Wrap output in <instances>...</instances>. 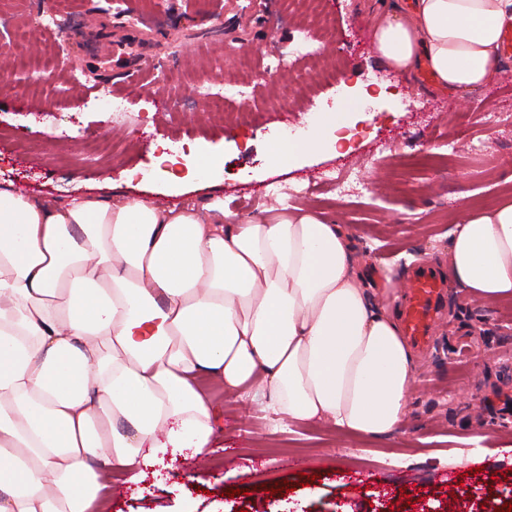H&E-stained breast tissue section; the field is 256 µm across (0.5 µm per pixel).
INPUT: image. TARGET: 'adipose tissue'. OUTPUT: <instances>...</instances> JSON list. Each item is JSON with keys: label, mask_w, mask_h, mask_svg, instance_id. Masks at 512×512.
Instances as JSON below:
<instances>
[{"label": "adipose tissue", "mask_w": 512, "mask_h": 512, "mask_svg": "<svg viewBox=\"0 0 512 512\" xmlns=\"http://www.w3.org/2000/svg\"><path fill=\"white\" fill-rule=\"evenodd\" d=\"M512 0H411L373 25L379 60L437 88L490 84ZM342 113L273 163L337 144ZM448 277L512 300V199L462 214ZM415 355L367 291L346 229L280 205L240 216L215 197L164 207L121 192L62 204L0 186V512H110L104 477L206 453L201 380L285 421L398 431Z\"/></svg>", "instance_id": "obj_1"}]
</instances>
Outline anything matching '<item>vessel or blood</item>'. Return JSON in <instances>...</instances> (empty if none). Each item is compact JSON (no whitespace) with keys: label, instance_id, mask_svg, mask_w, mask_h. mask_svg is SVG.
Listing matches in <instances>:
<instances>
[{"label":"vessel or blood","instance_id":"b4317fda","mask_svg":"<svg viewBox=\"0 0 512 512\" xmlns=\"http://www.w3.org/2000/svg\"><path fill=\"white\" fill-rule=\"evenodd\" d=\"M441 279L430 267L415 269L407 281L409 305L405 314L404 333L419 345L426 344L441 300Z\"/></svg>","mask_w":512,"mask_h":512}]
</instances>
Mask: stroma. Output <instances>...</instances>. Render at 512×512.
<instances>
[{"label":"stroma","mask_w":512,"mask_h":512,"mask_svg":"<svg viewBox=\"0 0 512 512\" xmlns=\"http://www.w3.org/2000/svg\"><path fill=\"white\" fill-rule=\"evenodd\" d=\"M401 0H323L334 20L326 33L306 0H112V21L125 34L170 33L181 47L144 49V59L105 81L86 61L107 44L88 0H5L0 33L57 15L45 40L69 69L40 72L37 57L10 66L0 82V184L61 203L79 188L125 186L130 169L148 172L125 186L153 203L202 204L214 196L241 216L285 202L310 207L347 227L375 299L397 308L417 263L447 264L449 234L461 206L489 207L512 195V58L490 85L458 96L435 89L425 69H386L368 44L376 14ZM323 43L318 60L283 69L278 59L298 30ZM248 98L212 112L195 100L194 81L221 82L240 55ZM236 68V67H235ZM342 75L330 84L326 71ZM124 100L120 118L102 108L100 88ZM175 103L156 112L153 98ZM355 99L349 151H313L295 167L270 165L266 148L282 130L299 129ZM466 113L458 124L457 113ZM500 117L488 125L487 113ZM106 138L111 152L85 156L83 138ZM482 140L485 151L469 152ZM454 143L459 157L445 169L412 165ZM223 150L214 184L181 194L162 171L184 174V154ZM357 171L363 194L336 198L329 172ZM218 427L207 456L150 468L142 483L113 473L112 512H472L501 506L512 489V302L474 298L448 284L427 344L417 351L408 411L385 438L340 432L329 424L274 427L259 406L211 384ZM309 486H302L303 476ZM288 490H278V483Z\"/></svg>","instance_id":"stroma-1"}]
</instances>
